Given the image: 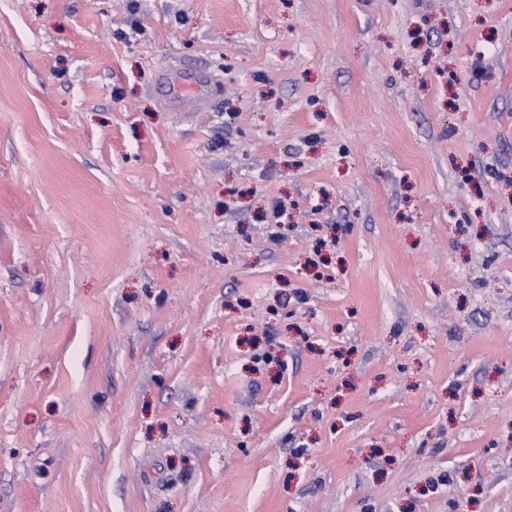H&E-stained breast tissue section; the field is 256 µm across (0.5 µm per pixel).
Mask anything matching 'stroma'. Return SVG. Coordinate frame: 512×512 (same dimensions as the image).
<instances>
[{"mask_svg":"<svg viewBox=\"0 0 512 512\" xmlns=\"http://www.w3.org/2000/svg\"><path fill=\"white\" fill-rule=\"evenodd\" d=\"M0 512H512V0H0ZM158 80L167 83L169 94L166 105L173 111L179 112L185 106L188 95L197 105L198 111L205 108L206 96L211 83L209 73L195 65L186 64L174 71L166 70L158 75Z\"/></svg>","mask_w":512,"mask_h":512,"instance_id":"35a3bbf8","label":"stroma"}]
</instances>
